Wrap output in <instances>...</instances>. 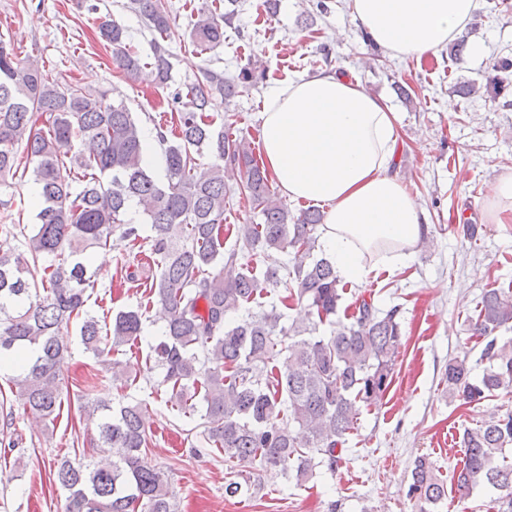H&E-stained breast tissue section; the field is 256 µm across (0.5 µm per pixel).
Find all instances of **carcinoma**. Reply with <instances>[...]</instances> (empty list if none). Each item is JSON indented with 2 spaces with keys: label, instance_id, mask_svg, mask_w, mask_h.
Returning <instances> with one entry per match:
<instances>
[{
  "label": "carcinoma",
  "instance_id": "cac0c4a2",
  "mask_svg": "<svg viewBox=\"0 0 512 512\" xmlns=\"http://www.w3.org/2000/svg\"><path fill=\"white\" fill-rule=\"evenodd\" d=\"M128 8L157 33L151 62L127 46L126 30L114 21L99 27V38L124 76L149 66L168 83L173 23L164 0H129ZM187 37L202 54L223 46L224 15L203 3ZM255 80L252 67L235 81L206 60L201 77L173 94L183 106L176 125L155 124L162 183L144 163L143 131L123 99L64 82L0 37V187L29 172L38 188V223L0 224L1 232L24 238V250L0 254V358L21 362L11 394L42 420H55L61 407L64 337L73 324L85 351L108 364L112 381L129 378L130 365L109 356L141 343L142 313L120 310L107 322L86 309L99 276L92 256L118 230L156 267L149 292L162 329L147 358L182 413L194 415L201 402L198 435L226 462H256L302 483L318 468L336 472L362 407L390 384L404 334L399 306L384 310L364 297L352 322L335 321L345 287L329 259L314 255L323 214L289 215L254 148L214 111L216 99ZM228 166L239 174L234 191L224 182ZM234 193L261 223L236 225L238 246L226 250L224 212ZM133 203L145 224L124 222ZM279 253L291 254V262ZM285 283L281 304L303 307V326L282 324L284 313L259 301ZM253 306L257 311L238 317ZM475 312L472 327L486 340L488 366L476 382L463 361L448 360L445 373L448 388L467 403L512 387V342L500 345L495 337L512 325V294L491 288ZM326 324L329 332L320 331ZM77 400L97 432L89 445L101 443L112 457L84 454L53 464V481L68 492L65 512H175L167 478L145 461L147 407L114 406L86 392ZM461 445L462 467L453 475L459 495L487 484L499 491L498 512H512V465L499 463L512 451V411L464 430ZM409 496L420 512L448 496L427 456L414 460Z\"/></svg>",
  "mask_w": 512,
  "mask_h": 512
}]
</instances>
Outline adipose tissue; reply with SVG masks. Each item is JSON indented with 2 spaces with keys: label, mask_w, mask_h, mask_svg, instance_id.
<instances>
[{
  "label": "adipose tissue",
  "mask_w": 512,
  "mask_h": 512,
  "mask_svg": "<svg viewBox=\"0 0 512 512\" xmlns=\"http://www.w3.org/2000/svg\"><path fill=\"white\" fill-rule=\"evenodd\" d=\"M478 0H350L351 12L394 57L435 53L459 37ZM264 164L282 196L325 208L319 239L338 275L362 280L364 257H409L424 213L393 170L394 112L338 73L275 84L261 116Z\"/></svg>",
  "instance_id": "obj_1"
}]
</instances>
